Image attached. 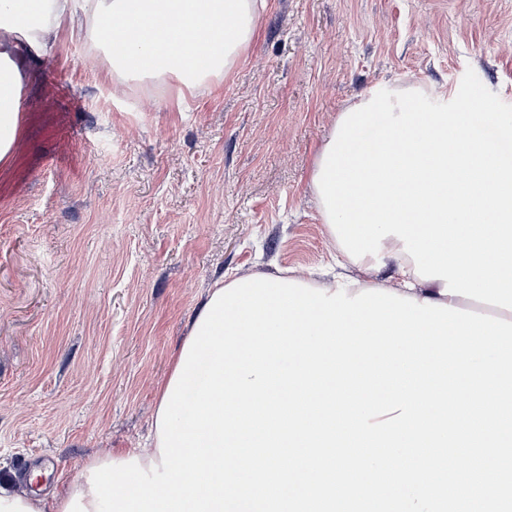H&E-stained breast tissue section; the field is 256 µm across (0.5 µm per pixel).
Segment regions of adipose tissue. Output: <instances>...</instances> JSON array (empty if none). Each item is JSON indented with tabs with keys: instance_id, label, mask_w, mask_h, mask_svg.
Masks as SVG:
<instances>
[{
	"instance_id": "obj_1",
	"label": "adipose tissue",
	"mask_w": 512,
	"mask_h": 512,
	"mask_svg": "<svg viewBox=\"0 0 512 512\" xmlns=\"http://www.w3.org/2000/svg\"><path fill=\"white\" fill-rule=\"evenodd\" d=\"M262 10L261 0H0V59L42 54L64 24L105 31L116 76H169L190 93L232 70ZM18 87L17 70L0 66L1 163L17 137ZM511 143L512 114L429 112L375 92L341 113L318 153L322 221L350 264L393 263L397 294L512 322V163L500 152ZM96 502L84 479L49 499L0 487V512H95Z\"/></svg>"
}]
</instances>
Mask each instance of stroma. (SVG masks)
Masks as SVG:
<instances>
[{"mask_svg":"<svg viewBox=\"0 0 512 512\" xmlns=\"http://www.w3.org/2000/svg\"><path fill=\"white\" fill-rule=\"evenodd\" d=\"M0 164V474L73 484L148 447L163 381L219 279L357 276L333 261L311 175L376 87L512 114V0H265L228 76L114 94L107 45L60 29L20 60Z\"/></svg>","mask_w":512,"mask_h":512,"instance_id":"1","label":"stroma"}]
</instances>
